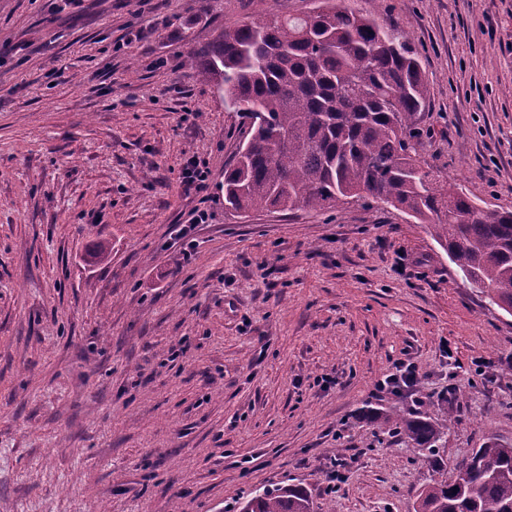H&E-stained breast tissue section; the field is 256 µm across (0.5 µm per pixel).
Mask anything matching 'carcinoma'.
Returning <instances> with one entry per match:
<instances>
[{
    "label": "carcinoma",
    "instance_id": "1",
    "mask_svg": "<svg viewBox=\"0 0 512 512\" xmlns=\"http://www.w3.org/2000/svg\"><path fill=\"white\" fill-rule=\"evenodd\" d=\"M199 74L248 121L224 169L225 207L323 211L372 197L429 225L463 277L512 315V211L480 206L419 164L413 140L428 89L401 31L344 0H318L301 16L224 29ZM387 422L431 455L448 435L445 419L396 412ZM240 512L314 504L287 485L251 496ZM415 512H512V445L488 439L450 480L426 484Z\"/></svg>",
    "mask_w": 512,
    "mask_h": 512
}]
</instances>
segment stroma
Wrapping results in <instances>:
<instances>
[{"instance_id":"1","label":"stroma","mask_w":512,"mask_h":512,"mask_svg":"<svg viewBox=\"0 0 512 512\" xmlns=\"http://www.w3.org/2000/svg\"><path fill=\"white\" fill-rule=\"evenodd\" d=\"M347 3L421 61L434 178L512 210V0ZM313 6L0 0V512H239L284 485L316 512H413L449 464L512 444V316L426 225L370 198L224 207L245 126L198 55ZM197 156L212 221L186 255L169 233ZM403 359L417 389H379ZM394 411L447 419L439 459Z\"/></svg>"}]
</instances>
